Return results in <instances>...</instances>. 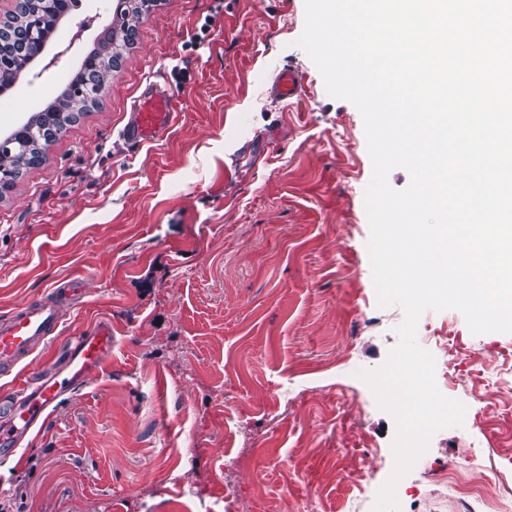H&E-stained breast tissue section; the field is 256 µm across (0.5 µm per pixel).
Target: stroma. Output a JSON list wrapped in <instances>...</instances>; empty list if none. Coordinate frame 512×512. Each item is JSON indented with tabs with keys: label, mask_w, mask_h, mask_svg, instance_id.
<instances>
[{
	"label": "stroma",
	"mask_w": 512,
	"mask_h": 512,
	"mask_svg": "<svg viewBox=\"0 0 512 512\" xmlns=\"http://www.w3.org/2000/svg\"><path fill=\"white\" fill-rule=\"evenodd\" d=\"M116 0H81L0 97V137L54 100ZM213 23L204 42L196 36ZM304 0H157L99 106L0 194V316L85 280L64 334L112 320V358L66 395L19 457L16 512H372L395 423L356 373L398 342L367 249L364 123L297 44ZM75 54L50 59L73 34ZM306 77L293 104L270 93ZM173 87L170 133L119 137L148 89ZM417 342L446 397L472 407L397 484L400 512H512V334L428 311ZM270 92L277 98L293 102L306 95V83L302 73L290 68L283 70L274 80Z\"/></svg>",
	"instance_id": "obj_1"
}]
</instances>
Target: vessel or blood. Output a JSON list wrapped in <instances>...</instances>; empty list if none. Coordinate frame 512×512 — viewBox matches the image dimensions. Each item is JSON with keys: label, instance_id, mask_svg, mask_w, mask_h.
<instances>
[{"label": "vessel or blood", "instance_id": "vessel-or-blood-1", "mask_svg": "<svg viewBox=\"0 0 512 512\" xmlns=\"http://www.w3.org/2000/svg\"><path fill=\"white\" fill-rule=\"evenodd\" d=\"M270 91L284 101L300 100L306 94L305 78L302 73L285 69ZM174 115L173 93L149 90L120 135L133 146L151 143L172 126ZM61 321V306L53 294L0 317V377L18 381L13 393L0 398L1 457L17 455L24 442L41 431L51 409L91 372L102 368L112 354V322L104 317L77 336L62 359L48 363L36 376L25 377L34 354L56 337Z\"/></svg>", "mask_w": 512, "mask_h": 512}]
</instances>
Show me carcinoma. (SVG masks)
<instances>
[{
	"mask_svg": "<svg viewBox=\"0 0 512 512\" xmlns=\"http://www.w3.org/2000/svg\"><path fill=\"white\" fill-rule=\"evenodd\" d=\"M60 20L61 16L53 12L51 5L44 0H28L24 8L13 16L12 25L23 34L26 46L9 42L0 47V57L9 60L8 65L0 68V93L29 70L32 45L37 40H46ZM118 47L120 44L116 42L114 31L109 26L100 49L90 52V55L99 59L102 73L112 71L113 61L120 56ZM101 92L102 80L92 81L81 71H75L55 100L23 124L28 130L25 144L0 149V181L11 184L25 168L42 160L47 148L48 133L72 123L78 114L97 102Z\"/></svg>",
	"mask_w": 512,
	"mask_h": 512,
	"instance_id": "obj_1",
	"label": "carcinoma"
}]
</instances>
